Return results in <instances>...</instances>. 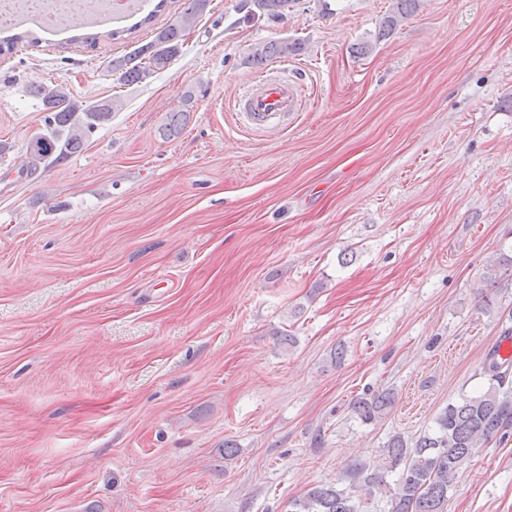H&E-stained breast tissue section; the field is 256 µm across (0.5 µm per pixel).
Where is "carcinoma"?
<instances>
[{"mask_svg":"<svg viewBox=\"0 0 512 512\" xmlns=\"http://www.w3.org/2000/svg\"><path fill=\"white\" fill-rule=\"evenodd\" d=\"M211 0H188L180 20L159 30L154 39L123 59L112 60V72L126 84H138L165 69L178 56L186 31L209 8ZM296 0H243L241 8L249 19H275L283 15ZM420 0H395L393 13L386 17L384 28L392 31L399 19L413 11ZM301 50L297 40L259 43L250 54L251 62L260 66L274 58H286ZM41 101L45 129L28 143L23 170L34 174L50 164H61L77 152L98 126L109 121L120 107L117 99L81 103L60 85L34 87ZM512 280V259L504 258L487 267L485 280L494 285ZM482 373L487 388L474 396L448 406L436 418L437 431L408 444L394 435L384 448L389 468H400L391 512H446L448 493L454 489L462 464L476 449L493 440H503L512 432V357L503 359L497 349L486 355ZM395 402L394 394L382 392L358 397L352 410L363 421L385 416ZM352 487L369 490L382 483L379 469L365 463L347 467ZM288 512H358L356 497L345 488L319 485L288 503Z\"/></svg>","mask_w":512,"mask_h":512,"instance_id":"carcinoma-1","label":"carcinoma"}]
</instances>
